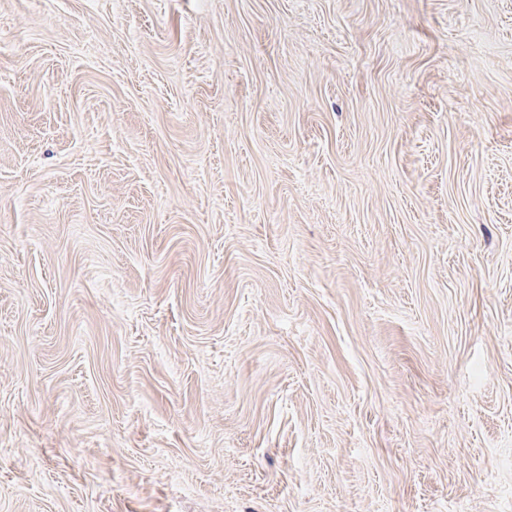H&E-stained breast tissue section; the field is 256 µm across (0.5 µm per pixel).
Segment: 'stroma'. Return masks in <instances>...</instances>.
Segmentation results:
<instances>
[{
    "label": "stroma",
    "mask_w": 512,
    "mask_h": 512,
    "mask_svg": "<svg viewBox=\"0 0 512 512\" xmlns=\"http://www.w3.org/2000/svg\"><path fill=\"white\" fill-rule=\"evenodd\" d=\"M0 512H512V0H0Z\"/></svg>",
    "instance_id": "stroma-1"
}]
</instances>
